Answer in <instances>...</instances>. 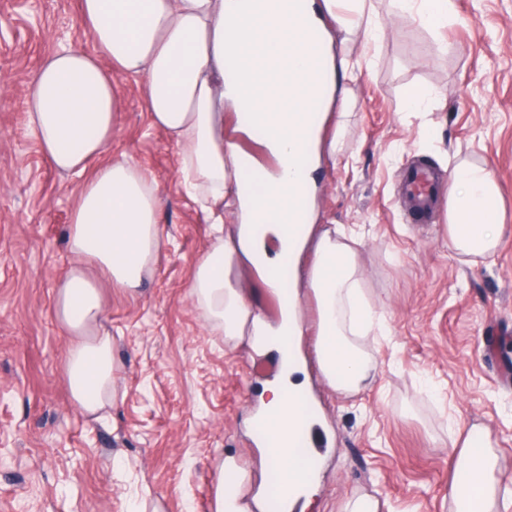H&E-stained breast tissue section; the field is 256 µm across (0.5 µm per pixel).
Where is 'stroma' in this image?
<instances>
[{
  "mask_svg": "<svg viewBox=\"0 0 512 512\" xmlns=\"http://www.w3.org/2000/svg\"><path fill=\"white\" fill-rule=\"evenodd\" d=\"M374 37L348 34L342 110L321 122L339 137L323 158L320 223L354 228L361 286L386 334L370 352L378 371L356 394L317 377L314 296L300 298L303 351L314 400L320 484L294 512H341L368 495L381 512H450L445 495L458 430L478 424L495 441L500 491H512V230L496 253L462 262L448 245L446 212L409 215L401 176L415 161L443 173L468 159L487 165L512 227V0H454L431 28L366 0ZM93 51L80 0H0V512H211L216 468L234 456L262 479L259 436L248 419L275 360L225 345L190 294L210 242L177 177L178 156L150 126L140 87L120 84L111 157L136 161L157 182L165 245L137 293L103 290L117 363L116 398L100 419L71 401L64 362L70 336L54 314L59 280L74 262L70 215L79 180L56 170L29 136L25 93L49 53ZM421 108L405 110L408 91ZM233 283L270 324L276 293L251 267Z\"/></svg>",
  "mask_w": 512,
  "mask_h": 512,
  "instance_id": "1",
  "label": "stroma"
}]
</instances>
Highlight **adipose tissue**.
I'll return each instance as SVG.
<instances>
[{
  "mask_svg": "<svg viewBox=\"0 0 512 512\" xmlns=\"http://www.w3.org/2000/svg\"><path fill=\"white\" fill-rule=\"evenodd\" d=\"M306 16L289 0H81L93 51L63 49L47 56L26 91V128L58 170L84 176L71 216L69 249L76 258L56 290L55 314L71 343L65 373L72 402L89 416L111 406L114 386L112 336L104 326L102 284L133 292L151 275L164 245L157 185L131 159L107 160L118 126L121 80L142 85L151 124L176 147L178 176L212 227L211 243L197 261L190 296L225 343L247 341L256 354L278 355L280 374L262 391V425L271 440L263 455L278 493L310 497L314 474L295 441L306 424L299 389L290 379V352L301 329L298 292L283 298L282 322L270 332L241 288L233 265L264 269L270 257L290 259L302 249L293 225L311 221V165L321 145L308 122V107L334 102L338 71L322 11L344 4L341 30L360 25L365 0H324ZM322 38L309 44L307 29ZM251 99L256 117L239 131L263 133L274 172L250 189L240 174L255 167L235 137L224 133V111H242ZM448 242L460 256L495 253L506 229L501 196L484 165L458 162L448 180ZM237 215L236 231L224 228ZM307 285L317 301V359L329 386L342 396L358 391L376 364L365 342L377 325L376 310L360 289L356 250L345 232L323 229L314 244ZM496 465L490 433H468L448 488L454 512H497L491 474ZM245 472L227 458L213 501L214 512H251Z\"/></svg>",
  "mask_w": 512,
  "mask_h": 512,
  "instance_id": "1",
  "label": "adipose tissue"
}]
</instances>
